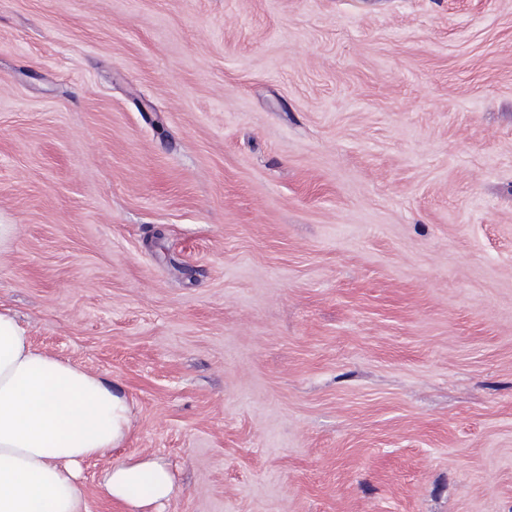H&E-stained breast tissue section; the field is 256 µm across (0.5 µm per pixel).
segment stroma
<instances>
[{"label":"stroma","mask_w":512,"mask_h":512,"mask_svg":"<svg viewBox=\"0 0 512 512\" xmlns=\"http://www.w3.org/2000/svg\"><path fill=\"white\" fill-rule=\"evenodd\" d=\"M0 224L86 512H512V0H0ZM100 489L109 499L133 510L154 511L175 493V481L168 466L156 459L126 460L107 467Z\"/></svg>","instance_id":"1"}]
</instances>
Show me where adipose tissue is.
Returning a JSON list of instances; mask_svg holds the SVG:
<instances>
[{
    "label": "adipose tissue",
    "mask_w": 512,
    "mask_h": 512,
    "mask_svg": "<svg viewBox=\"0 0 512 512\" xmlns=\"http://www.w3.org/2000/svg\"><path fill=\"white\" fill-rule=\"evenodd\" d=\"M131 407L100 376L36 349L0 310V512H84L82 463L121 447ZM104 496L153 512L176 487L156 459L107 467Z\"/></svg>",
    "instance_id": "obj_1"
}]
</instances>
